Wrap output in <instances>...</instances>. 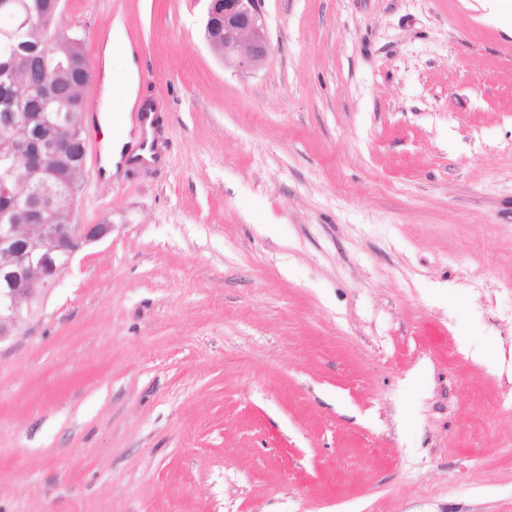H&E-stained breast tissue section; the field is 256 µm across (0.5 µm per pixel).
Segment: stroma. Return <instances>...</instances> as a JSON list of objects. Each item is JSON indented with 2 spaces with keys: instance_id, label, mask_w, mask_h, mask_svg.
Segmentation results:
<instances>
[{
  "instance_id": "35a3bbf8",
  "label": "stroma",
  "mask_w": 512,
  "mask_h": 512,
  "mask_svg": "<svg viewBox=\"0 0 512 512\" xmlns=\"http://www.w3.org/2000/svg\"><path fill=\"white\" fill-rule=\"evenodd\" d=\"M64 0L122 20L164 159L0 343V512H512V20L478 0ZM492 346L475 360L470 345ZM206 43L224 66L252 71L271 54L262 0H208Z\"/></svg>"
}]
</instances>
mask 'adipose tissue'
Returning <instances> with one entry per match:
<instances>
[{
    "label": "adipose tissue",
    "mask_w": 512,
    "mask_h": 512,
    "mask_svg": "<svg viewBox=\"0 0 512 512\" xmlns=\"http://www.w3.org/2000/svg\"><path fill=\"white\" fill-rule=\"evenodd\" d=\"M120 61L121 75L105 77V93L98 109L97 121L106 137V151L103 166L105 175H112L121 167L130 153V124H116L112 121V103L122 100L125 109H132L138 101L140 80L139 58L130 43L122 21H114L109 40L105 48L106 63Z\"/></svg>",
    "instance_id": "obj_1"
}]
</instances>
